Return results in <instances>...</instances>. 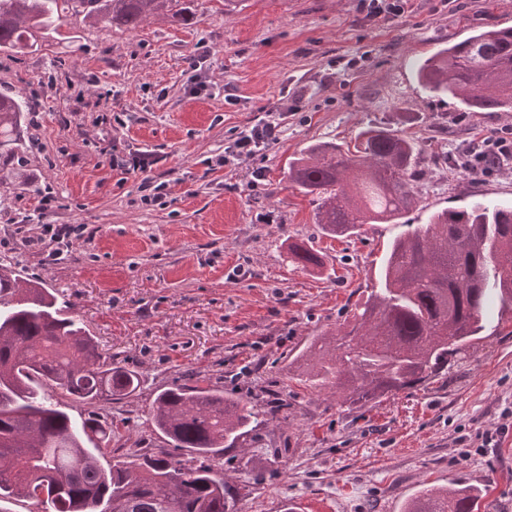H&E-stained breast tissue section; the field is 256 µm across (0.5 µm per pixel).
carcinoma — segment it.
<instances>
[{"instance_id":"cac0c4a2","label":"carcinoma","mask_w":512,"mask_h":512,"mask_svg":"<svg viewBox=\"0 0 512 512\" xmlns=\"http://www.w3.org/2000/svg\"><path fill=\"white\" fill-rule=\"evenodd\" d=\"M195 0H0V54L38 45L67 21L102 20L134 30L167 14L189 24ZM422 87L468 112L512 109V27L474 32L417 64ZM27 103L0 91V137ZM416 139L380 126L345 144H311L288 162V182L318 201L315 223L331 237L366 224H394L416 202ZM303 267L317 251L292 245ZM512 314V205L475 201L430 215L390 243L378 286L346 322L332 362L314 365L311 386L334 384L351 406L430 381L481 339L492 314ZM136 371L99 352L42 283L0 267V499L24 497L40 512H238L215 474L226 448L251 446L256 428L285 404L257 407L217 385H182L152 401L154 427L169 448L112 447L125 435L94 414L71 417L58 390L86 406L132 396ZM109 449L115 462L97 458ZM190 455L184 464L182 452ZM469 487L426 489L403 512H472Z\"/></svg>"}]
</instances>
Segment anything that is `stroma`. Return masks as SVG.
<instances>
[{"mask_svg":"<svg viewBox=\"0 0 512 512\" xmlns=\"http://www.w3.org/2000/svg\"><path fill=\"white\" fill-rule=\"evenodd\" d=\"M410 5L405 19L374 25L360 0H196L193 24L77 22L42 47L0 54V89L34 103L0 173L10 198L0 264L52 288L104 356L140 374L139 392L98 416L126 422L143 447L168 445L150 416L165 388L205 378L257 406L285 403L257 447L219 460L231 493L263 475L241 512H279L289 500L300 512H401L421 489L459 484L477 486L479 512H512L511 330L487 328L427 387L354 408L333 386L310 387L311 369L295 357L312 337L334 340L406 225L478 199L512 204V167L486 175L461 165L480 138L512 128V111H464L414 72L448 39L512 27V0ZM201 79L206 90L193 94ZM228 92L236 103H225ZM273 107L287 113L279 141L256 162L216 166L230 130ZM370 124L419 138L418 205L401 223L326 236L311 197L290 187L288 160ZM257 166L266 179L254 188ZM146 176L164 184V205L142 202ZM23 224H79L83 234L44 267L15 231ZM292 241L317 250L322 268L291 261ZM503 426L500 447L474 453L476 433Z\"/></svg>","mask_w":512,"mask_h":512,"instance_id":"obj_1","label":"stroma"}]
</instances>
